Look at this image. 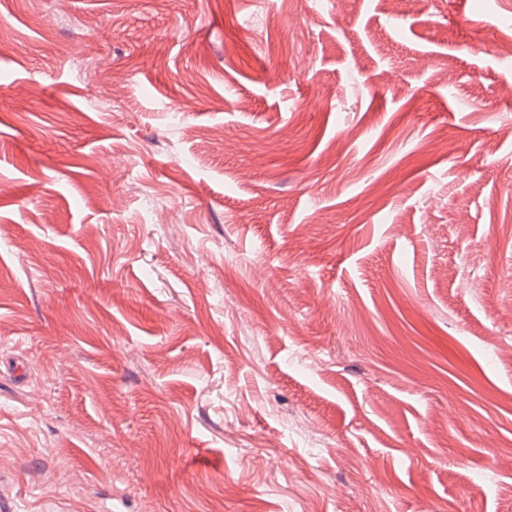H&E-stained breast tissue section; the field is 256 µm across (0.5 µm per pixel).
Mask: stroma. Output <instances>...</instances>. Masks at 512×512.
<instances>
[{
  "mask_svg": "<svg viewBox=\"0 0 512 512\" xmlns=\"http://www.w3.org/2000/svg\"><path fill=\"white\" fill-rule=\"evenodd\" d=\"M506 42L512 0H0L15 512H512Z\"/></svg>",
  "mask_w": 512,
  "mask_h": 512,
  "instance_id": "35a3bbf8",
  "label": "stroma"
}]
</instances>
